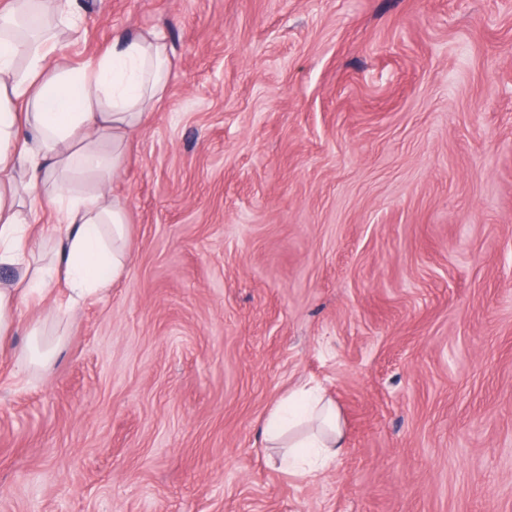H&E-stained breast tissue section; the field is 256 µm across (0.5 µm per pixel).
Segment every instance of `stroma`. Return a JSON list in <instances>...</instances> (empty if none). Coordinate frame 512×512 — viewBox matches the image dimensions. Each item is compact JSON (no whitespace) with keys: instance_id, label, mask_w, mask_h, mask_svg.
<instances>
[{"instance_id":"35a3bbf8","label":"stroma","mask_w":512,"mask_h":512,"mask_svg":"<svg viewBox=\"0 0 512 512\" xmlns=\"http://www.w3.org/2000/svg\"><path fill=\"white\" fill-rule=\"evenodd\" d=\"M78 3L65 65L157 30L169 78L126 271L0 354V512H512V0ZM305 383L312 478L261 435ZM311 421L318 422L316 430L304 428ZM262 433L268 448H281L282 467L308 477L328 468L344 448L336 407L322 396L303 392L279 402L263 424Z\"/></svg>"}]
</instances>
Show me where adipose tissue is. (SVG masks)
I'll return each mask as SVG.
<instances>
[{
	"label": "adipose tissue",
	"instance_id": "adipose-tissue-1",
	"mask_svg": "<svg viewBox=\"0 0 512 512\" xmlns=\"http://www.w3.org/2000/svg\"><path fill=\"white\" fill-rule=\"evenodd\" d=\"M76 0H9L0 10V266L19 272L0 286V349L14 335L20 301L56 283L87 299L124 273L130 254L121 198L105 188L121 169L126 139L154 110L168 82V47L154 32H121L77 70L56 65L59 25L81 28ZM89 175L97 187L75 189ZM52 208L59 234L47 262L32 264L25 235L34 203ZM262 433L284 468L312 476L344 448L331 401L296 392Z\"/></svg>",
	"mask_w": 512,
	"mask_h": 512
}]
</instances>
